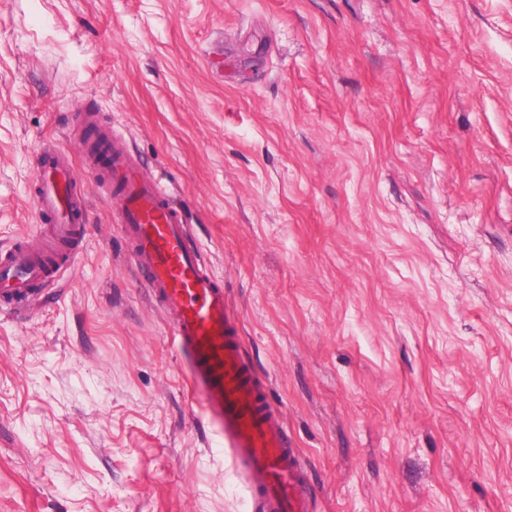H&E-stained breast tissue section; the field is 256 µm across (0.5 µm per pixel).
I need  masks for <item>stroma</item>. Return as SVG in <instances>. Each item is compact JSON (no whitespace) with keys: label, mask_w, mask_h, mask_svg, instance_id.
I'll return each mask as SVG.
<instances>
[{"label":"stroma","mask_w":512,"mask_h":512,"mask_svg":"<svg viewBox=\"0 0 512 512\" xmlns=\"http://www.w3.org/2000/svg\"><path fill=\"white\" fill-rule=\"evenodd\" d=\"M85 110L185 209L316 512H512V0H0V243L46 147L91 206L0 313V512H253Z\"/></svg>","instance_id":"stroma-1"}]
</instances>
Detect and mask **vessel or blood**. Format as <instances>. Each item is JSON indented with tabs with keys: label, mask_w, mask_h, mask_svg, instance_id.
I'll use <instances>...</instances> for the list:
<instances>
[{
	"label": "vessel or blood",
	"mask_w": 512,
	"mask_h": 512,
	"mask_svg": "<svg viewBox=\"0 0 512 512\" xmlns=\"http://www.w3.org/2000/svg\"><path fill=\"white\" fill-rule=\"evenodd\" d=\"M81 128L94 132L87 165L121 203L117 221L139 281L171 326L204 414L223 434L254 512H313L307 471L281 411L243 355L224 286L192 245L181 210L161 179L127 142L99 128L94 114L82 113ZM35 182L48 245L34 247L19 237L0 246V309L14 313L28 309L37 288L53 282L62 266L75 265L85 237L88 197L65 150L41 154Z\"/></svg>",
	"instance_id": "obj_1"
}]
</instances>
